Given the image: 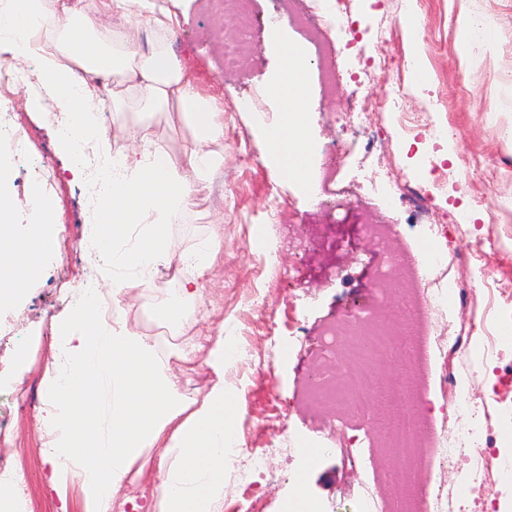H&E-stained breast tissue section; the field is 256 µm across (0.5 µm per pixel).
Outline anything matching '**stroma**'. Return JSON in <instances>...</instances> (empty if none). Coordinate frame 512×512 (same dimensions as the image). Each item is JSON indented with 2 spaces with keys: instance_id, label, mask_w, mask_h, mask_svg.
<instances>
[{
  "instance_id": "stroma-1",
  "label": "stroma",
  "mask_w": 512,
  "mask_h": 512,
  "mask_svg": "<svg viewBox=\"0 0 512 512\" xmlns=\"http://www.w3.org/2000/svg\"><path fill=\"white\" fill-rule=\"evenodd\" d=\"M176 18L167 46L186 74L209 98L224 108V137L211 146L224 157L222 169L199 186V200L169 227L166 253L153 269L148 286L123 289L117 297L126 328L152 347L158 366L168 373L187 401H202L214 376L208 368L210 342L223 336L233 349L250 347L261 353L274 347L271 362H231L224 368V419L235 434L233 455L224 459V495L213 512H246L251 496L262 499L263 512H358L367 494L391 502L399 463L369 418L341 415L315 397L314 374L323 368V351L334 338L337 318L353 305L369 301L374 290L370 271L375 262L366 251L365 217L376 215L377 230L399 246H430L424 224L405 205L375 194L370 184L387 178L420 182L442 210L463 211L468 222L450 231L447 260L436 275L458 280L461 294H449L448 311L457 314L459 295L469 298L467 339L453 347L450 360L431 357L430 391L419 410L435 427L454 422L456 413L440 386L456 383L480 405L487 451L494 463L512 461V0H350L351 21L358 43L340 61L345 92L337 94L324 80L326 63L318 47L288 10V0H248L254 25L241 42L238 68H224V17L216 0H165ZM493 22L471 40L463 35L475 14ZM284 25L305 61L306 97L302 121L308 138L304 168L313 173L321 155L339 142L357 139L355 130L337 123L346 99L360 101L381 95L376 81H356L369 60L387 54L399 63L395 73L405 90L398 109L377 116L386 137L385 149L372 168L348 160L345 181L360 186L357 207L335 214L320 207L318 195L303 194L296 179L267 166L266 139L254 124L255 113L269 126L285 122L286 96L271 86L286 71L284 53L273 46L274 25ZM251 111H242L241 100ZM432 113L437 126L448 130L442 150L407 136L402 113ZM49 107L26 112L38 136L17 146L0 138V167L10 177L8 194L16 224L36 219L29 188L38 177L33 157L44 158L62 183L47 197L55 210L56 248L42 261L14 304L0 307V426L13 456L30 455L31 463L16 474L29 487L34 512H85L82 483L71 479L65 498L48 487L52 462L45 451L43 382L47 365L56 361L61 345L55 320L70 305L62 295L73 276L92 277L100 258L88 233L101 208L91 202L105 175V162L142 149L159 148L182 160L192 146L186 123L168 112H143L136 104L121 111L105 107L96 124L103 130L102 155L75 161L60 142ZM455 167L458 175L442 186L431 171ZM491 170L485 182L472 177L474 167ZM279 206L286 223L305 244L291 248L282 226L271 223L270 208ZM222 249L200 278L196 297L181 291L173 269L186 254L205 250L213 239ZM485 240L495 245L490 261L494 283H486L482 263L468 260L471 247ZM283 259L281 271L269 265L271 255ZM168 306L173 317L162 321L152 311ZM25 357L22 378L11 367ZM30 386L35 403L18 406L12 396L20 384ZM356 439L353 450L338 447L337 433ZM277 438L282 448L269 467L244 492L235 466L248 452ZM163 444L145 449L116 497L114 512H156L155 488ZM469 465H433L424 476L422 512H442L465 500L472 512H512V482L498 471L487 477L489 493L473 504L472 493H459L468 481Z\"/></svg>"
}]
</instances>
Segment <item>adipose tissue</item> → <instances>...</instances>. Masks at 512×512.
Instances as JSON below:
<instances>
[{"mask_svg":"<svg viewBox=\"0 0 512 512\" xmlns=\"http://www.w3.org/2000/svg\"><path fill=\"white\" fill-rule=\"evenodd\" d=\"M101 6L116 17L117 27L102 28L75 0H12L0 9V43L17 57L40 59L47 90L59 95L70 115L62 131L66 147L99 134L91 108L98 100L89 83L93 77L124 75L123 91L110 98L113 109L134 102L147 110L180 113L190 123L194 146L183 163L159 149L146 151L132 164L113 161L104 183L108 201L101 222L92 227L98 252L110 265L143 271L166 249L170 214L187 209L200 181L220 165L206 146L223 137L224 113L189 83L165 40L147 56L134 49L135 34L126 28L129 14L135 8L154 10L155 0H101ZM277 44L288 54V119L261 133L270 145L268 165L296 177L294 155L305 144L304 64L287 33H280ZM63 85L69 89L64 96ZM31 196L36 221L0 229V274L12 281L11 287H0V303L23 291L55 247L54 209L39 187H32ZM138 226L143 233L136 244L117 251V243ZM57 331L65 362L48 365L44 374L53 490L80 475L86 512H112L131 467L163 439L159 512H212L224 493V458L235 443L224 421V366L234 352L223 338H216L209 351L213 383L191 410L159 370L149 345L127 330L120 312L104 313L97 292H88L82 305L70 309Z\"/></svg>","mask_w":512,"mask_h":512,"instance_id":"obj_1","label":"adipose tissue"}]
</instances>
